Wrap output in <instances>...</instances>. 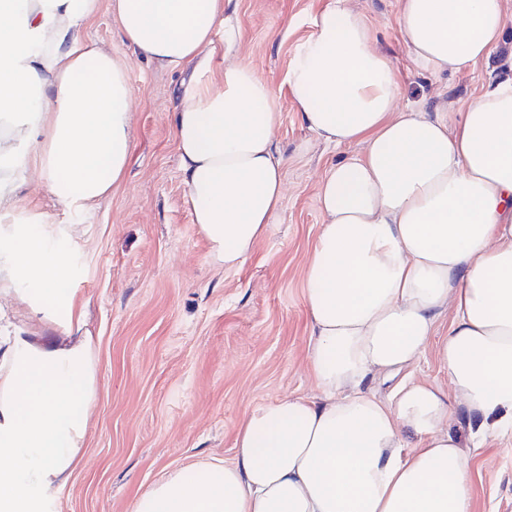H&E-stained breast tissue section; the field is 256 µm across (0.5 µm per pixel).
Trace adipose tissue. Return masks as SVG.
<instances>
[{
	"label": "adipose tissue",
	"mask_w": 512,
	"mask_h": 512,
	"mask_svg": "<svg viewBox=\"0 0 512 512\" xmlns=\"http://www.w3.org/2000/svg\"><path fill=\"white\" fill-rule=\"evenodd\" d=\"M232 0H0V299L64 323L63 336L0 334V512H48L81 461L96 393L84 306L52 248L54 220L21 205L34 168L64 208H87L125 177L132 88L123 58L84 41L109 11L159 67L195 64L175 138L192 220L235 269L284 198L274 134L281 106L254 68L231 62ZM411 60L433 74L489 61L503 0H398ZM285 83L329 146L357 143L319 185L322 223L304 297L321 399L290 397L242 422L231 462L155 482L132 512H471L469 456L449 425L512 436V77L488 85L456 126L401 110L393 63L368 20L329 0ZM447 387L407 381L389 401L368 378L412 365L445 312Z\"/></svg>",
	"instance_id": "ef3b65f1"
}]
</instances>
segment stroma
<instances>
[{
	"label": "stroma",
	"instance_id": "stroma-1",
	"mask_svg": "<svg viewBox=\"0 0 512 512\" xmlns=\"http://www.w3.org/2000/svg\"><path fill=\"white\" fill-rule=\"evenodd\" d=\"M328 0H233L241 21L237 59L279 98L274 142L285 196L267 237L235 269L212 261L180 171L174 114L193 67L163 69L134 53L109 13L81 36L130 59L132 129L127 175L93 208L68 211L29 178L20 200L35 201L62 232L54 241L73 269L70 288L85 304L93 338L96 400L88 412L82 461L50 512H132L161 477L201 460H231L244 419L284 397H321L308 365L310 317L304 273L322 218L319 182L362 145L331 147L308 129L284 83L298 46ZM370 23L376 46L402 79L399 107L444 109L456 123L492 79L512 70V0L489 63L442 75L417 67L396 27L398 0H347ZM0 325L60 336L63 324L33 318L27 306L0 305ZM407 380L447 387L428 345L410 368L377 375L367 390L389 400ZM471 512H512V437L488 436L470 454Z\"/></svg>",
	"mask_w": 512,
	"mask_h": 512
}]
</instances>
